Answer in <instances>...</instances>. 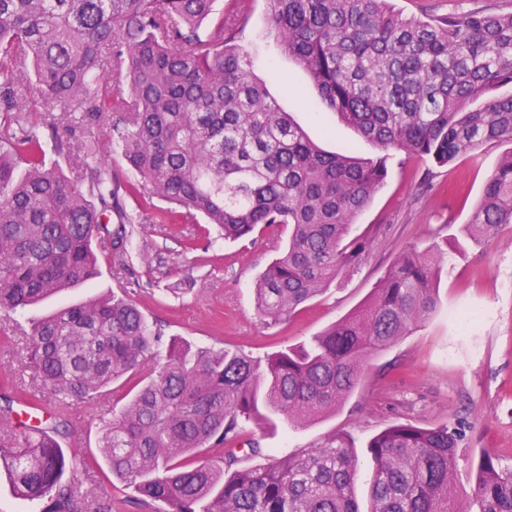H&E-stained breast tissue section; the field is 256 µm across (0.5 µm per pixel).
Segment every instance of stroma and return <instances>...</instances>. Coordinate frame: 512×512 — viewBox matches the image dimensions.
<instances>
[{
	"label": "stroma",
	"instance_id": "1",
	"mask_svg": "<svg viewBox=\"0 0 512 512\" xmlns=\"http://www.w3.org/2000/svg\"><path fill=\"white\" fill-rule=\"evenodd\" d=\"M392 4L403 15L424 20L452 12H512V0ZM265 11V0H253L239 40L251 56L254 76L325 151L348 148L362 157L378 156L374 145L322 104L308 73L279 51ZM511 148L490 141L445 166L394 152L384 185L352 227L353 235L369 239L363 260L275 323L259 316L253 287L287 243L286 226L224 241L212 225L168 219L159 199H126L133 236L143 246L128 269L113 262L106 241H98L96 279L54 295L18 320L0 319V397H11L17 412L28 398H40L49 421L59 424L62 448L78 456L68 478L84 493L88 512H156V505L139 501L112 476L99 454L102 431L92 425L96 419L102 424L117 419L128 402L129 383L119 381L87 402L59 403L31 371L18 366L25 346L20 327L28 318L119 288L165 337L263 358L322 333L364 304L404 249L436 245L445 254L437 312L372 356L365 379L336 411L300 424L281 418L261 426L246 424L245 436L258 444L259 452L242 457L241 463L262 467L340 434L357 451L356 485L362 493L373 474L366 450L373 436L398 422L424 428L451 423L463 432L455 481L462 492L472 493L471 463L481 450L512 464V224L477 244L469 227L485 182Z\"/></svg>",
	"mask_w": 512,
	"mask_h": 512
}]
</instances>
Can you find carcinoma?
<instances>
[{
  "mask_svg": "<svg viewBox=\"0 0 512 512\" xmlns=\"http://www.w3.org/2000/svg\"><path fill=\"white\" fill-rule=\"evenodd\" d=\"M215 0H0V311L22 312L99 275L97 238L121 266L135 249L121 194L157 197L202 215L226 239L288 226V245L259 277L257 312L296 309L363 258L347 240L388 174L390 151L439 165L483 143L510 145L487 179L471 222L480 240L512 224V96L468 103L512 83V12L405 17L390 0H267L282 53L318 87L323 104L375 145L361 159L326 153L253 76L236 22ZM210 27L201 28L205 19ZM112 82L128 79L113 96ZM34 78L44 105L91 129L110 113L112 141L133 178L97 158V140L71 154L52 124L44 140L21 90ZM72 156L71 174L47 150ZM441 259L410 249L372 299L308 342L265 359L163 340L129 300L97 295L29 321L25 363L63 401H87L129 375L136 391L106 425L101 454L157 512H361L357 454L333 436L260 468H240L242 423L278 415L297 424L330 411L359 386L368 357L403 337L440 302ZM58 426H23L0 438L12 492L42 512H82L65 481L77 464ZM462 433L443 424H394L372 437L369 512H512V466L482 450L475 488L454 480ZM220 448V460L198 457Z\"/></svg>",
  "mask_w": 512,
  "mask_h": 512,
  "instance_id": "1",
  "label": "carcinoma"
}]
</instances>
